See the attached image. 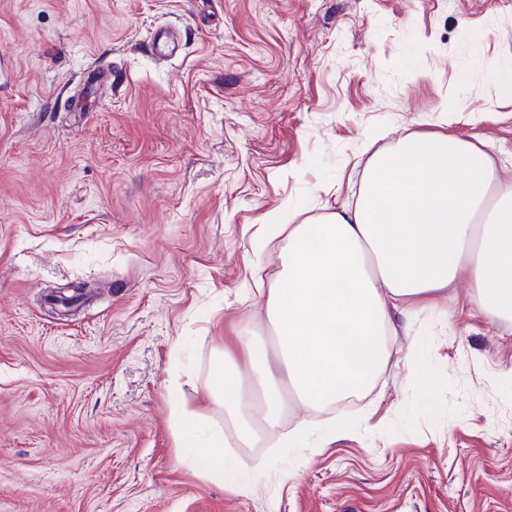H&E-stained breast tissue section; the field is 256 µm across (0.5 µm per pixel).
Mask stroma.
Segmentation results:
<instances>
[{
	"label": "stroma",
	"instance_id": "1",
	"mask_svg": "<svg viewBox=\"0 0 512 512\" xmlns=\"http://www.w3.org/2000/svg\"><path fill=\"white\" fill-rule=\"evenodd\" d=\"M499 61L512 0H0V512H512V321L463 277L363 395H285L267 492L195 475L172 417L238 456L206 383L237 331L272 348L266 227L354 203L377 146L453 134L512 180V99L458 81Z\"/></svg>",
	"mask_w": 512,
	"mask_h": 512
}]
</instances>
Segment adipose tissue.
<instances>
[{"instance_id":"obj_1","label":"adipose tissue","mask_w":512,"mask_h":512,"mask_svg":"<svg viewBox=\"0 0 512 512\" xmlns=\"http://www.w3.org/2000/svg\"><path fill=\"white\" fill-rule=\"evenodd\" d=\"M463 275L483 314L512 318V181L474 142L404 135L372 155L354 204L289 225L283 285L264 300L277 358L259 352L253 332H239L211 364L208 397L244 420L247 388L258 382L272 428L282 385L309 406L362 391L387 360L393 312ZM173 414L196 474L246 495L260 489L254 467L225 455L223 431L197 444L199 411L182 403Z\"/></svg>"}]
</instances>
